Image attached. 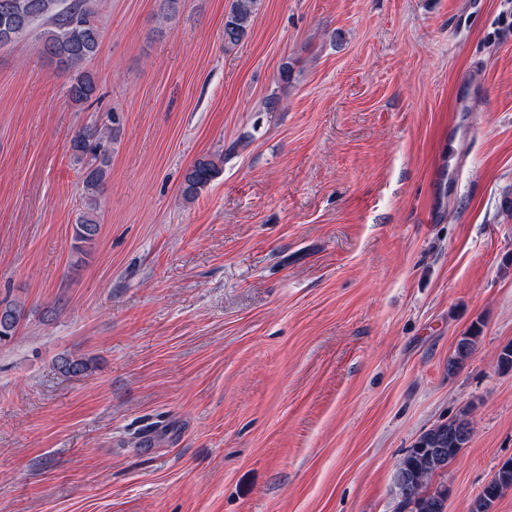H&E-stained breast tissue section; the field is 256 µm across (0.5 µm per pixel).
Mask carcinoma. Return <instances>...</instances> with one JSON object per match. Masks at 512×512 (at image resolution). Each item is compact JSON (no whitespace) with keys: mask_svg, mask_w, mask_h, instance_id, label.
<instances>
[{"mask_svg":"<svg viewBox=\"0 0 512 512\" xmlns=\"http://www.w3.org/2000/svg\"><path fill=\"white\" fill-rule=\"evenodd\" d=\"M261 0H231L224 14V46L238 45L248 34ZM95 0H0V26L11 25L13 38L3 36L0 29V46L11 45L31 32L38 24L44 26L39 38L42 54L56 65L59 72L67 75L66 99L73 107L81 108L90 102L97 92L96 74L86 64L98 53L101 31ZM121 124L112 115V124L90 123L80 127L70 140V155L82 171L83 208L73 224L74 250L85 255L96 244L101 222L98 198L110 175L112 151L117 143ZM224 168V154L206 155L197 159L185 172L181 196L193 202L201 191ZM24 316V309L17 302H0V342L12 338ZM481 334L480 324H473L460 336L454 354L448 358V373L458 370L476 351ZM57 368L66 375L88 373L90 362L82 357L60 356ZM471 423L467 414L427 430L407 451L397 464V474L411 481L424 473L433 476L447 468L467 446L471 439ZM443 449L441 463L427 464V449ZM512 488V459L500 466L494 480L479 493L470 506V512H494L495 503L507 489ZM447 494L444 490H428V485L412 498L402 501L408 512H445Z\"/></svg>","mask_w":512,"mask_h":512,"instance_id":"carcinoma-1","label":"carcinoma"}]
</instances>
